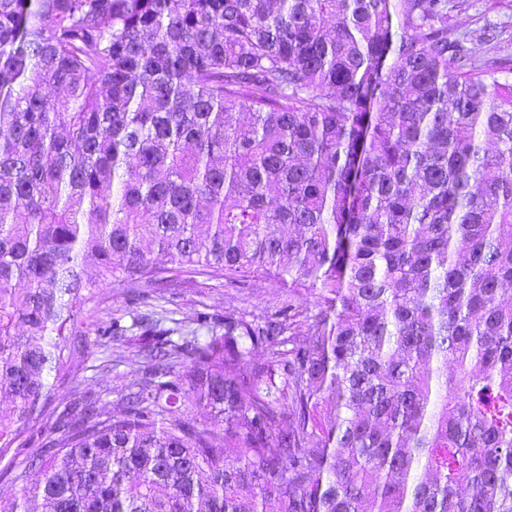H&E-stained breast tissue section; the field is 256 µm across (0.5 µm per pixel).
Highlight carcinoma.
<instances>
[{"instance_id": "carcinoma-1", "label": "carcinoma", "mask_w": 512, "mask_h": 512, "mask_svg": "<svg viewBox=\"0 0 512 512\" xmlns=\"http://www.w3.org/2000/svg\"><path fill=\"white\" fill-rule=\"evenodd\" d=\"M484 44L448 0H0L14 512H512V62ZM200 278L288 304L103 308ZM92 333L132 365L118 414L71 374Z\"/></svg>"}]
</instances>
